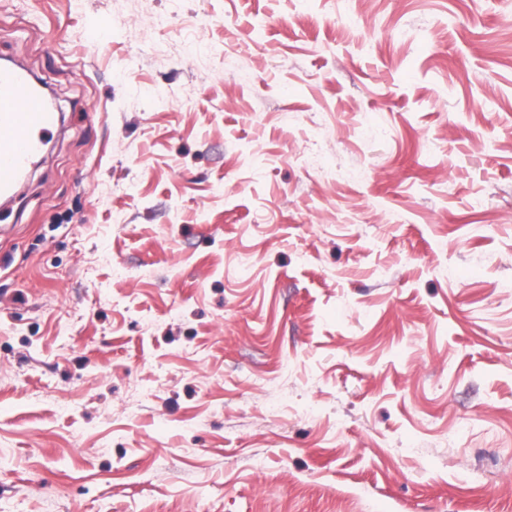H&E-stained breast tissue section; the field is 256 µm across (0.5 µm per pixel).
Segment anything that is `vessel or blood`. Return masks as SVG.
<instances>
[{
    "label": "vessel or blood",
    "instance_id": "obj_1",
    "mask_svg": "<svg viewBox=\"0 0 512 512\" xmlns=\"http://www.w3.org/2000/svg\"><path fill=\"white\" fill-rule=\"evenodd\" d=\"M57 121L28 75L0 66V195L18 184Z\"/></svg>",
    "mask_w": 512,
    "mask_h": 512
}]
</instances>
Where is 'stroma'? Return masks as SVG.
I'll use <instances>...</instances> for the list:
<instances>
[{
	"label": "stroma",
	"mask_w": 512,
	"mask_h": 512,
	"mask_svg": "<svg viewBox=\"0 0 512 512\" xmlns=\"http://www.w3.org/2000/svg\"><path fill=\"white\" fill-rule=\"evenodd\" d=\"M8 59L0 512H512V0H0ZM58 122L56 112L18 69L0 66V195L19 182Z\"/></svg>",
	"instance_id": "obj_1"
}]
</instances>
